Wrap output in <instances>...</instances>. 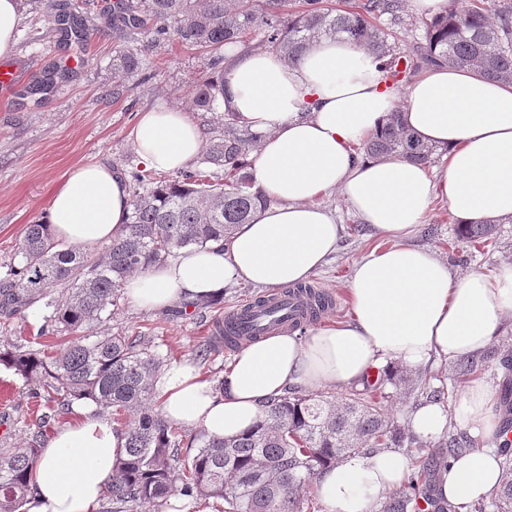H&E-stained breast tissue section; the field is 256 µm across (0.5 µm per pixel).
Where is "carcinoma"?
I'll return each mask as SVG.
<instances>
[{
    "mask_svg": "<svg viewBox=\"0 0 512 512\" xmlns=\"http://www.w3.org/2000/svg\"><path fill=\"white\" fill-rule=\"evenodd\" d=\"M402 8V0H357L345 9L327 0H301L298 10L292 0H117L112 29L125 39L143 34L146 42L116 48L112 69L146 71L147 51L173 39L202 48L211 52L209 66L217 74L195 85L190 99L198 111L217 112L224 86L218 51L244 44L258 32L291 65L315 39L340 35L375 55L393 84L441 63L512 83V0H474L464 11L450 7L423 21L424 41L408 50L398 47L394 31L379 25L383 18L399 19ZM170 19L176 26L167 25ZM255 144L256 135L227 114L210 129L194 168L176 177L135 171L126 224L101 254L56 240L47 224L26 225L14 252L18 261L9 263L0 279V316H23L39 303L40 336L51 340L39 349L3 341L0 365L37 384L34 395L46 408L90 403L97 415L110 416L120 426L125 457L107 484L108 512H132L140 504L164 512L170 499L183 497L222 500L224 512H318V503L304 497L309 483L350 454L385 448H401L415 462L380 512H459L434 497L433 477L475 445L449 431L439 447L430 449L385 413L392 373L384 382L364 383L339 403L321 396L275 397L252 430L231 439L201 433L192 455L182 451L179 427L153 407L162 361L150 342L110 328L85 334L112 318L130 274L226 238L249 221L258 197L245 167ZM358 150L426 165L437 147L407 131L397 113ZM212 167L224 169V181L212 180ZM498 231L492 220L460 224L457 239L484 245ZM492 363L504 369L498 451L509 477L490 497L465 505L467 512H512V357L486 349L457 360L452 373L464 377ZM40 451L38 434L18 446L0 445V512H21Z\"/></svg>",
    "mask_w": 512,
    "mask_h": 512,
    "instance_id": "1",
    "label": "carcinoma"
}]
</instances>
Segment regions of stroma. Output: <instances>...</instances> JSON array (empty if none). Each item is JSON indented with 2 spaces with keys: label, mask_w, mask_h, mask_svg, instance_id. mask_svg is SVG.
<instances>
[{
  "label": "stroma",
  "mask_w": 512,
  "mask_h": 512,
  "mask_svg": "<svg viewBox=\"0 0 512 512\" xmlns=\"http://www.w3.org/2000/svg\"><path fill=\"white\" fill-rule=\"evenodd\" d=\"M20 0L22 22L15 54L0 66L17 74L12 89L0 90V277L14 258L15 245L25 225L43 222L54 189L76 165L105 160L130 171L140 159L133 147L132 130L140 112L158 105L177 107L200 129H208L215 114L193 110L189 93L207 75V56L195 47L174 41L161 45L151 55L152 79L141 73L116 75L112 55L122 40L112 31L103 12L115 0H89L87 21L95 32L87 39L69 42L57 18L65 14L70 0ZM65 69L52 90L32 92L43 73ZM343 226L335 253L311 278V285L332 296V308L320 315L317 325L349 316L346 284L355 263L375 248L387 247V238L374 233L348 210L339 195L326 198ZM457 222L443 202H435L411 245L437 252L455 272H493L512 262V221L503 224L496 243L472 247L456 239ZM259 288L237 285L225 290L221 304L197 312L162 313L133 307L120 299L109 322L112 330L142 332L150 336L153 351L164 364L196 359L217 320L261 296ZM234 353L226 346L213 347L207 360L198 363L202 375L218 382ZM450 361L439 360L420 368H404V382L387 385L388 414L408 423L413 410L406 394L409 387L427 385L448 391L447 413H454L465 384L448 377ZM30 388L12 370L0 369V438L17 442L29 437L32 421Z\"/></svg>",
  "instance_id": "stroma-1"
}]
</instances>
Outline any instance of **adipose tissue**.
<instances>
[{"mask_svg": "<svg viewBox=\"0 0 512 512\" xmlns=\"http://www.w3.org/2000/svg\"><path fill=\"white\" fill-rule=\"evenodd\" d=\"M222 109L258 137L248 163L261 202L230 239L128 278L123 288L131 305L162 312L222 297L240 283L276 290L307 282L340 237L335 211L321 203L335 193L391 244L356 264L349 320L304 340L283 332L247 342L224 372L223 391L191 361L163 368L155 387L165 418L211 437H235L251 430L263 402L289 385L356 386L396 362L417 368L489 346L512 316V263L491 275L459 274L408 239L437 200L462 224L512 217V85L440 67L402 98L365 48L322 38L293 66L270 50L229 51ZM397 111L410 133L441 150L440 165L357 154L356 145ZM132 137L145 165L166 173L190 165L203 144L198 125L168 106L141 113ZM129 210L126 178L97 162L68 172L45 222L55 239L93 246L116 237ZM455 415L481 446L441 474L439 491L464 505L490 496L506 477L495 444L496 399L483 379L467 384ZM124 444L106 419L74 408L40 452L23 512H99ZM407 472L397 450L353 454L321 472L314 490L327 512H373Z\"/></svg>", "mask_w": 512, "mask_h": 512, "instance_id": "1", "label": "adipose tissue"}]
</instances>
